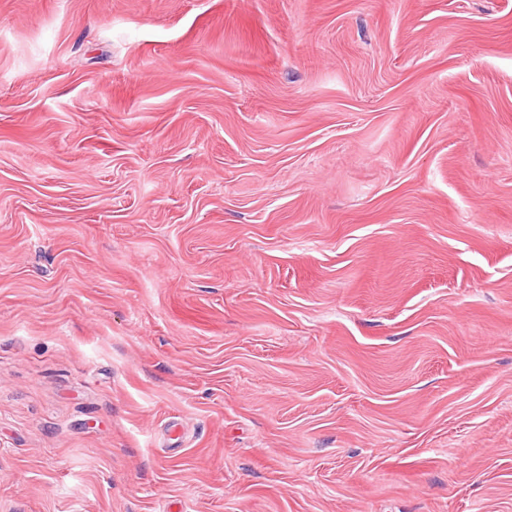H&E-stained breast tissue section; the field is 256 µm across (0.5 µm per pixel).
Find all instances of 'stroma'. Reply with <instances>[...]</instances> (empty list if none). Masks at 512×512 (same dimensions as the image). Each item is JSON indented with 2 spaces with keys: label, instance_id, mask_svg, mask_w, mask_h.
<instances>
[{
  "label": "stroma",
  "instance_id": "35a3bbf8",
  "mask_svg": "<svg viewBox=\"0 0 512 512\" xmlns=\"http://www.w3.org/2000/svg\"><path fill=\"white\" fill-rule=\"evenodd\" d=\"M0 512H512V0H0Z\"/></svg>",
  "mask_w": 512,
  "mask_h": 512
}]
</instances>
